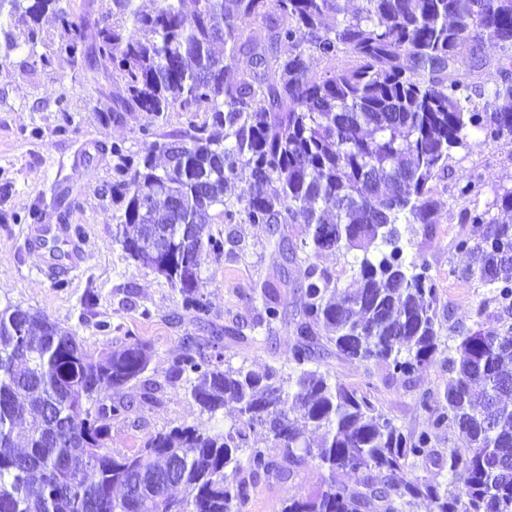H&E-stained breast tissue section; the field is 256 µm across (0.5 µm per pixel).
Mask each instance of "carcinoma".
<instances>
[{"mask_svg": "<svg viewBox=\"0 0 512 512\" xmlns=\"http://www.w3.org/2000/svg\"><path fill=\"white\" fill-rule=\"evenodd\" d=\"M56 2L0 0V28L22 21L34 41L50 10L58 52L123 81L124 109L208 115L137 153L112 146L120 163L111 192L124 203L116 240L178 289L183 308L209 312L199 257L223 255L224 237L204 239L201 227L236 181L246 222L300 215L308 257L356 252L359 287L340 292L328 270L307 265L287 374L223 367L186 339L170 381L193 379L202 411L230 406L236 420L221 432L159 431L131 454L108 447L110 421L130 411L110 391L145 371V344L135 338L96 359L39 312L0 307V512H243L259 482L289 481L308 466L328 472L323 486L275 512H405L419 502L430 512H512V324L460 333L436 417L418 433L310 367L335 357L406 382L432 365L438 288L425 264L406 262L398 225L433 223V183L470 132L512 137L509 68L481 107L482 87L457 74L464 59L472 72L487 65L486 33L512 51V0H360L353 12L349 0H193L191 11L185 0H109L91 29ZM259 19L263 41L248 32ZM341 53L352 63L309 76L310 57ZM239 54L250 67L231 77L224 60ZM171 142L182 148L176 162ZM463 221L479 234L456 243L471 258L460 277L496 289L512 315V187ZM261 298L258 325L269 326L281 315L277 293L264 286ZM444 426L457 441L440 451L433 436ZM258 427L271 447L251 445ZM412 461L465 480L412 477ZM348 469L353 484L341 478Z\"/></svg>", "mask_w": 512, "mask_h": 512, "instance_id": "cac0c4a2", "label": "carcinoma"}]
</instances>
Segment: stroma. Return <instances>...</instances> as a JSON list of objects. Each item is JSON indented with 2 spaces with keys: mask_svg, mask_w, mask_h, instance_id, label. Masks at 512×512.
Here are the masks:
<instances>
[{
  "mask_svg": "<svg viewBox=\"0 0 512 512\" xmlns=\"http://www.w3.org/2000/svg\"><path fill=\"white\" fill-rule=\"evenodd\" d=\"M59 29L45 15L36 30L22 23L0 30V304L13 303L37 311L78 336L84 348L100 356L136 338L146 344L150 361L141 380L119 389L131 401L127 417L113 421L108 442L113 453L140 448L153 433L178 425L224 428L228 410L201 412L186 393V381L169 384L173 358L186 338L203 347L219 341L223 363L263 372L287 369L293 350V316L301 303L299 284L308 262L284 261L275 249L278 240L301 247L305 223L272 227L250 224L238 217L235 192L225 201L234 218L214 216L205 234H223L224 254L200 256V290L210 311L196 318L185 311L177 289L161 274L128 258L115 240L123 204L110 192L114 167L111 151L120 145L141 151L149 134H176L202 124L201 112L171 111L163 117L120 107L126 96L121 81L101 70L74 64L56 53ZM470 146L452 153L449 175L437 181L434 221L404 224L401 245L407 259L426 263L439 288L437 314L444 344L434 363L406 383L386 380L380 368L346 360L318 361L337 381L368 392L376 404L403 429H427L432 414L423 398L438 399L447 377L449 349L460 332L498 328L500 305L495 294L474 280L458 278L464 263L456 250L459 238L476 235L462 222L465 210L487 208L494 192L512 187V138L487 139L471 135ZM478 181L481 192L460 196L457 187ZM37 210L38 221L28 220ZM65 224L75 229L71 244L79 268L60 289L40 264L46 250L30 242L34 223ZM278 289L284 318L272 327L256 326L263 306L261 286ZM93 307H86L87 295ZM484 316H477V307ZM160 383L154 401L142 399L143 385ZM323 471L307 468L292 480L261 483L250 493L244 512H273L288 496L315 490Z\"/></svg>",
  "mask_w": 512,
  "mask_h": 512,
  "instance_id": "1",
  "label": "stroma"
}]
</instances>
